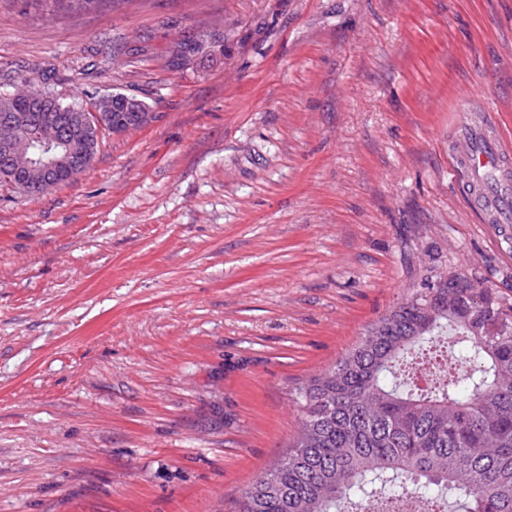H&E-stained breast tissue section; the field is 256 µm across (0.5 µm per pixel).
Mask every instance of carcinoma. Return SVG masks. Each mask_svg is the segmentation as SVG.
I'll return each mask as SVG.
<instances>
[{
	"instance_id": "1",
	"label": "carcinoma",
	"mask_w": 512,
	"mask_h": 512,
	"mask_svg": "<svg viewBox=\"0 0 512 512\" xmlns=\"http://www.w3.org/2000/svg\"><path fill=\"white\" fill-rule=\"evenodd\" d=\"M103 0H24L85 12ZM180 45L173 65L206 51ZM112 132L133 124L112 93ZM336 364L298 388L300 430L235 512H348L405 491L457 512H512V305L462 282L415 289Z\"/></svg>"
}]
</instances>
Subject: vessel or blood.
<instances>
[{
    "mask_svg": "<svg viewBox=\"0 0 512 512\" xmlns=\"http://www.w3.org/2000/svg\"><path fill=\"white\" fill-rule=\"evenodd\" d=\"M456 133L450 140V174L484 223L512 224V139L490 109L473 95H459Z\"/></svg>",
    "mask_w": 512,
    "mask_h": 512,
    "instance_id": "obj_1",
    "label": "vessel or blood"
}]
</instances>
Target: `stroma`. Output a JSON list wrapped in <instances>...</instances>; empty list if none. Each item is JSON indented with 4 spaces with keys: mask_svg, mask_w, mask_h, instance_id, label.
I'll list each match as a JSON object with an SVG mask.
<instances>
[{
    "mask_svg": "<svg viewBox=\"0 0 512 512\" xmlns=\"http://www.w3.org/2000/svg\"><path fill=\"white\" fill-rule=\"evenodd\" d=\"M41 83L152 118L0 187V512H234L413 289L512 305V239L448 173L460 92L512 136V0H0V93ZM26 4L44 5L49 15L52 12L65 11L70 14H80L95 7L104 0H24Z\"/></svg>",
    "mask_w": 512,
    "mask_h": 512,
    "instance_id": "obj_1",
    "label": "stroma"
}]
</instances>
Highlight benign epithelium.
<instances>
[{"instance_id": "obj_1", "label": "benign epithelium", "mask_w": 512, "mask_h": 512, "mask_svg": "<svg viewBox=\"0 0 512 512\" xmlns=\"http://www.w3.org/2000/svg\"><path fill=\"white\" fill-rule=\"evenodd\" d=\"M28 100L35 110L0 113V167H6L12 186L41 193L73 179L93 162L102 132L112 130L113 105L103 101L89 108H71L45 125L39 112L49 103L35 93ZM20 138L31 148L53 145L60 153L36 166L31 159L19 156L16 144Z\"/></svg>"}]
</instances>
